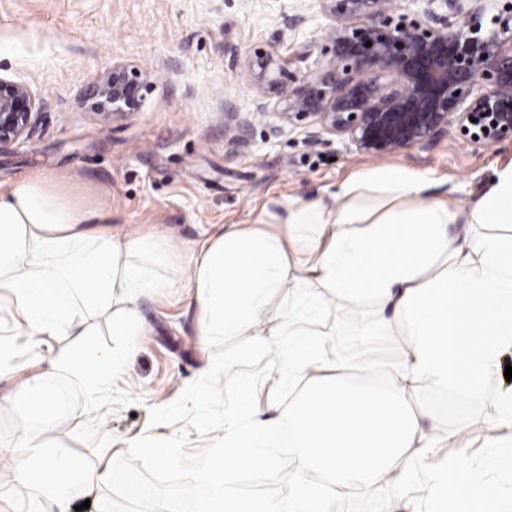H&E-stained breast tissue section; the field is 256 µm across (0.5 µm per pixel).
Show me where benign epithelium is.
Returning a JSON list of instances; mask_svg holds the SVG:
<instances>
[{
  "label": "benign epithelium",
  "instance_id": "benign-epithelium-1",
  "mask_svg": "<svg viewBox=\"0 0 512 512\" xmlns=\"http://www.w3.org/2000/svg\"><path fill=\"white\" fill-rule=\"evenodd\" d=\"M318 2L339 25L314 69L283 82L289 60L277 52L244 62L274 132L308 121L311 144L337 135L371 156L429 147L452 125L476 144L512 139L511 2L490 17L488 0H420V10L398 16L396 0ZM142 86L140 73L115 65L98 95L112 112L134 110ZM35 109L26 85L0 78V145L28 133Z\"/></svg>",
  "mask_w": 512,
  "mask_h": 512
}]
</instances>
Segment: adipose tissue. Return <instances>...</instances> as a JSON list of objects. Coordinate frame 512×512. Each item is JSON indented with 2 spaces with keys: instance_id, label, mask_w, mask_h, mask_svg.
<instances>
[{
  "instance_id": "ef3b65f1",
  "label": "adipose tissue",
  "mask_w": 512,
  "mask_h": 512,
  "mask_svg": "<svg viewBox=\"0 0 512 512\" xmlns=\"http://www.w3.org/2000/svg\"><path fill=\"white\" fill-rule=\"evenodd\" d=\"M429 190L423 174L374 167L324 196L289 199L268 222L204 232L181 282L196 303L200 343L247 337L236 364L261 357L266 371L225 379L237 402L224 416L220 453L188 473L202 488L193 512H332L308 480L313 472L355 494L389 484L404 495L424 489L432 512H504L497 474L512 470V451L493 442L474 460L467 429L424 433L412 398L422 387L479 397L512 349V162L467 205ZM172 249L165 234L119 231L74 206L48 175L0 194V293L12 297L28 343L51 345L52 366L92 390L124 383L135 349H101L77 327L74 297L100 311L121 300L113 335H139L138 301L172 283ZM284 294L301 309L277 321L272 307ZM345 308L359 315L350 347L316 329ZM64 334L70 342L56 345ZM398 334L405 342L397 359L369 357L377 339ZM352 369L385 379L352 384L343 377ZM264 381L300 387L283 415L297 466L275 500L228 481L233 472L274 466L265 451L271 422L252 413V393ZM444 443L442 467L403 468L404 459ZM14 446L17 488L29 497L61 501L110 480L109 469L58 449L49 432L19 431Z\"/></svg>"
}]
</instances>
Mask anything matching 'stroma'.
Masks as SVG:
<instances>
[{
    "label": "stroma",
    "instance_id": "35a3bbf8",
    "mask_svg": "<svg viewBox=\"0 0 512 512\" xmlns=\"http://www.w3.org/2000/svg\"><path fill=\"white\" fill-rule=\"evenodd\" d=\"M318 0H0V77L29 87L39 107L28 136L0 147V191L45 174L69 202L107 216L110 224L143 232L159 227L186 254L203 229L256 224L291 198L335 190L351 175L398 166L425 175L430 194L459 204L474 200L494 171L512 161V140L483 146L463 142L456 128L428 149L413 147L371 157L347 138L311 145L303 125L271 135V119L256 112L243 68L255 50L292 58L290 71L312 70L303 47L334 26ZM141 72L147 86L138 108L102 123L93 92L112 66ZM251 124L247 142L233 141L224 115ZM144 332L135 339L126 384L89 392L54 369L40 348L18 341L0 372V512H30L16 488L12 459L19 429L41 430L26 409L8 403L24 375H42L66 403L50 425L66 450L97 466L99 447L113 454L144 434L167 437L171 426H150L148 409L173 402L199 378L213 353L202 350L195 302L180 286L139 300ZM512 391L503 373L490 375L482 394L421 389L415 401L422 428L442 433L469 427L471 443H512V431L487 424ZM275 467L233 473L231 485L269 499L283 493L280 473L294 469L292 450L273 445ZM338 512H427L426 499L390 489L347 495L313 476Z\"/></svg>",
    "mask_w": 512,
    "mask_h": 512
}]
</instances>
